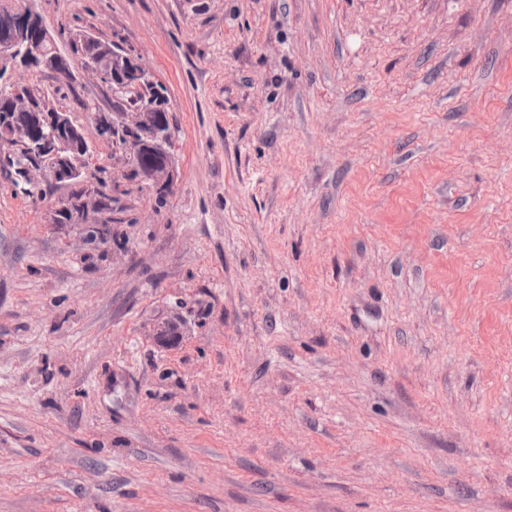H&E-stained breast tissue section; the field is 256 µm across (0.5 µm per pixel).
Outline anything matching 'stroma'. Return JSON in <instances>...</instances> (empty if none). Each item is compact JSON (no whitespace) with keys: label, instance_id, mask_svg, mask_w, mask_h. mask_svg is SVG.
Returning a JSON list of instances; mask_svg holds the SVG:
<instances>
[{"label":"stroma","instance_id":"35a3bbf8","mask_svg":"<svg viewBox=\"0 0 512 512\" xmlns=\"http://www.w3.org/2000/svg\"><path fill=\"white\" fill-rule=\"evenodd\" d=\"M34 6L143 57L177 174L53 224L0 158V512H512V0ZM12 78L112 178L111 89Z\"/></svg>","mask_w":512,"mask_h":512}]
</instances>
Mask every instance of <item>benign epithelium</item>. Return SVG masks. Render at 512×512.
<instances>
[{
	"instance_id": "1",
	"label": "benign epithelium",
	"mask_w": 512,
	"mask_h": 512,
	"mask_svg": "<svg viewBox=\"0 0 512 512\" xmlns=\"http://www.w3.org/2000/svg\"><path fill=\"white\" fill-rule=\"evenodd\" d=\"M54 34L33 8H20L15 15L9 36L0 38V73L13 71L20 63L26 67H41L51 57H64ZM77 67L104 78L107 72L121 76L122 90L141 89L150 83V71L146 62L132 50L112 47L108 54L91 63H78ZM13 109L16 112L31 111L30 122L44 130L43 136L34 142L40 162L36 168L43 175L58 182L79 177L88 181L89 189L84 194L79 211L72 212L70 223H83L89 211L98 208L104 197H113V184L103 177H92L86 170L89 148L76 142L75 121L68 112H40L33 110L28 98L19 90L13 94ZM107 134L112 129H126L127 135L112 138V152L130 169L136 167L139 154L146 148L161 156V161L144 174V180L159 187L174 183L176 167L169 152V141L164 131L165 122L146 107L130 112H116L114 117L100 119Z\"/></svg>"
}]
</instances>
